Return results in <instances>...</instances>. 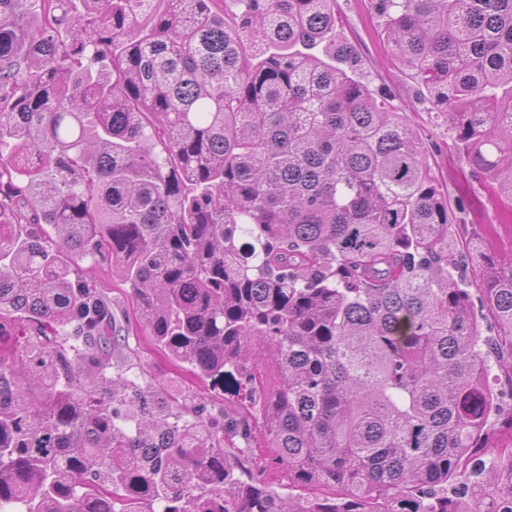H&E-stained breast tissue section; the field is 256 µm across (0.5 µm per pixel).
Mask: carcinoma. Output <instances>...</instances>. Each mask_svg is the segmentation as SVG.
I'll return each instance as SVG.
<instances>
[{"label": "carcinoma", "mask_w": 512, "mask_h": 512, "mask_svg": "<svg viewBox=\"0 0 512 512\" xmlns=\"http://www.w3.org/2000/svg\"><path fill=\"white\" fill-rule=\"evenodd\" d=\"M335 2L0 0V512H512V257L476 301L448 270L428 147ZM373 5L512 205V0ZM133 329L241 408L119 412ZM256 426L308 495L233 478ZM92 275L97 279V281L101 284H106L108 288H115L112 290V307L116 314L121 318V314L124 310H130V301L129 299L122 293L119 288H125L122 282L119 281L117 274L114 272L112 276V267L107 266V264L95 266L92 269Z\"/></svg>", "instance_id": "obj_1"}]
</instances>
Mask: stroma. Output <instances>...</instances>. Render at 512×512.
<instances>
[{
	"label": "stroma",
	"mask_w": 512,
	"mask_h": 512,
	"mask_svg": "<svg viewBox=\"0 0 512 512\" xmlns=\"http://www.w3.org/2000/svg\"><path fill=\"white\" fill-rule=\"evenodd\" d=\"M336 17L339 30L356 47L363 76L371 87L391 92L392 103L401 108L406 123L425 143L435 144V151L428 155L432 175L449 200L465 201L464 211L457 213L451 227L448 256L461 261L460 271L468 281L479 284L483 274L481 254L498 257L512 252V210L472 178L468 159L457 145L449 123L436 117L428 103L416 102L414 83L383 41L372 0H336ZM112 371L140 385H156L162 397L171 402L188 396L201 399L213 413L237 401L236 396L213 388L210 381L200 380L187 369L173 365L150 337L142 334L130 336L128 347L115 352ZM226 454L236 479L246 481L260 471L279 495L291 494L287 475L270 464V449L259 448L246 457L238 449L230 448Z\"/></svg>",
	"instance_id": "1"
}]
</instances>
